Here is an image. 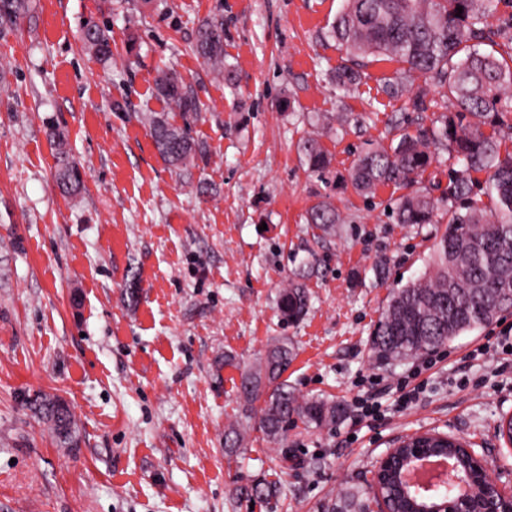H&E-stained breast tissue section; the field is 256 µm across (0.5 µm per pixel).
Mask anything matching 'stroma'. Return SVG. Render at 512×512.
Here are the masks:
<instances>
[{
	"instance_id": "stroma-1",
	"label": "stroma",
	"mask_w": 512,
	"mask_h": 512,
	"mask_svg": "<svg viewBox=\"0 0 512 512\" xmlns=\"http://www.w3.org/2000/svg\"><path fill=\"white\" fill-rule=\"evenodd\" d=\"M342 5L36 0V26L0 37V512H326L419 431L487 449L491 475L512 482V448L495 431L512 414V352L497 345L512 313L400 364L372 356L390 290L424 274L448 208L397 224L401 189L367 198L346 184L366 148L396 145L433 114L384 92L393 62L368 60L349 90L329 82L341 53L326 32ZM215 14L231 84L190 49ZM94 23L111 28V60L82 45ZM164 65L202 108L191 134L206 154L181 177L142 121L166 109L153 91ZM320 116L324 179L296 149ZM54 129L82 172L73 195L55 181ZM326 193L342 222L320 238L305 216ZM291 280L310 296L295 324L276 305ZM278 337L295 347L284 377L298 396L350 407L330 428L289 427L282 446L237 393L241 368ZM45 397L71 408L73 447L35 411ZM232 424L247 444L230 455ZM255 484L267 495L236 498Z\"/></svg>"
}]
</instances>
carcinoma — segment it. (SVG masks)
Masks as SVG:
<instances>
[{
	"label": "carcinoma",
	"mask_w": 512,
	"mask_h": 512,
	"mask_svg": "<svg viewBox=\"0 0 512 512\" xmlns=\"http://www.w3.org/2000/svg\"><path fill=\"white\" fill-rule=\"evenodd\" d=\"M501 4L512 7V0H344L327 31L345 56L330 73L336 87L348 89L361 81L359 70L347 61L381 57L400 64L385 85L387 94L396 96L403 82L421 78L423 85L407 106L415 112L439 113L432 127L400 134L394 147L365 151L349 174L353 187L365 196L389 184L407 189L409 193L395 203L397 223L431 224L437 201L414 186L437 161L435 150L448 152L454 160L442 197L448 203V226L435 244L432 265L417 280L391 291L370 336V350L389 364L432 352L512 311V148L502 147L504 130L512 131V53L499 58L482 50L499 39L512 45V14L491 28L490 19ZM34 18L33 0H0V33L19 32ZM81 39L98 56L112 55L108 26H90ZM191 48L224 81L232 82L233 69L224 64V17L205 20ZM433 86L445 90V99L428 97ZM154 88L157 98L177 110L183 123L177 124L168 112H153L151 136L174 173L185 174L206 152L204 144L190 135L191 124L200 117L199 107L169 69L157 71ZM298 152L313 173L330 165L316 137L299 141ZM474 173H485L487 179L481 184L472 178ZM57 181L66 193L82 184L79 167L64 155ZM482 195L490 204L483 203ZM306 221L325 235L342 218L329 200L322 199L308 209ZM277 305L287 320L302 319L309 305L306 287L290 281L280 291ZM293 355L288 339H277L241 376L244 407L252 410L260 404L261 429L273 441L283 440L288 426L298 421L324 428L349 413L344 403L295 395L282 379ZM39 410L61 444L72 446L75 419L69 406L60 399H44ZM244 440L235 425L224 432V448L230 454L243 447ZM373 501L368 485H348L328 512H373Z\"/></svg>",
	"instance_id": "1"
}]
</instances>
